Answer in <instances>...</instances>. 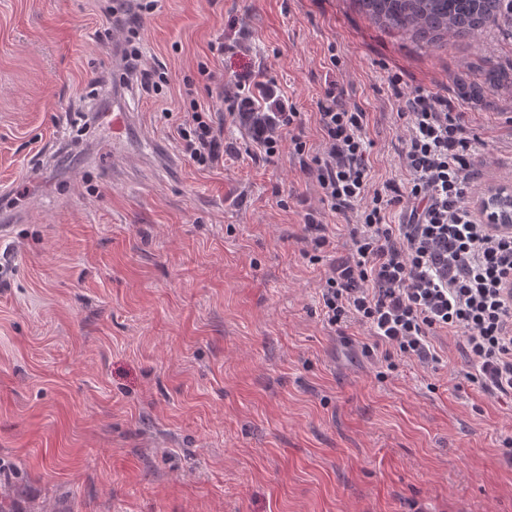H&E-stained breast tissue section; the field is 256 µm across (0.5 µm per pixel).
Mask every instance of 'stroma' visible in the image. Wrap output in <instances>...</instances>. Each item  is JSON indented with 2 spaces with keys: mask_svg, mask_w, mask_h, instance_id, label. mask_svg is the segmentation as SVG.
I'll return each instance as SVG.
<instances>
[{
  "mask_svg": "<svg viewBox=\"0 0 512 512\" xmlns=\"http://www.w3.org/2000/svg\"><path fill=\"white\" fill-rule=\"evenodd\" d=\"M104 7L0 0V506L512 512V399L467 380L457 337H436L442 365L389 369L365 327L325 323L303 228L320 192L291 145L202 169L165 117L198 102L245 145L227 97L260 70L317 150L333 85L369 114L378 182L403 166L397 74L455 102L481 187L512 185V29L428 45L356 0H158L138 47L168 84L125 89L139 123L116 152L86 120L112 98Z\"/></svg>",
  "mask_w": 512,
  "mask_h": 512,
  "instance_id": "obj_1",
  "label": "stroma"
}]
</instances>
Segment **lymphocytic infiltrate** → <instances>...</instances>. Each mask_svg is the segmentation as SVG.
<instances>
[{
  "instance_id": "obj_1",
  "label": "lymphocytic infiltrate",
  "mask_w": 512,
  "mask_h": 512,
  "mask_svg": "<svg viewBox=\"0 0 512 512\" xmlns=\"http://www.w3.org/2000/svg\"><path fill=\"white\" fill-rule=\"evenodd\" d=\"M156 2L113 0L107 9L111 26L127 34L115 46L124 71L141 69L132 39ZM264 86L252 74L238 82L232 122L248 121L257 151L268 159L290 141L322 204L348 225L349 253L330 267L321 290L327 324L366 326L372 337L367 353H380L387 363L400 356L427 366L443 361L436 336L454 333L470 364L468 380L511 398L512 232L482 222L470 202L480 141L467 134L454 102L424 87L400 95L405 175L375 186L362 137L367 112L327 90L317 112L323 148L314 152L297 131L298 112L279 104L256 119L254 92ZM174 139L200 167L224 162V129L201 112L177 124Z\"/></svg>"
}]
</instances>
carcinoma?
I'll return each instance as SVG.
<instances>
[{
  "label": "carcinoma",
  "mask_w": 512,
  "mask_h": 512,
  "mask_svg": "<svg viewBox=\"0 0 512 512\" xmlns=\"http://www.w3.org/2000/svg\"><path fill=\"white\" fill-rule=\"evenodd\" d=\"M374 23L435 42L474 35L501 14L502 0H356Z\"/></svg>",
  "instance_id": "1"
}]
</instances>
